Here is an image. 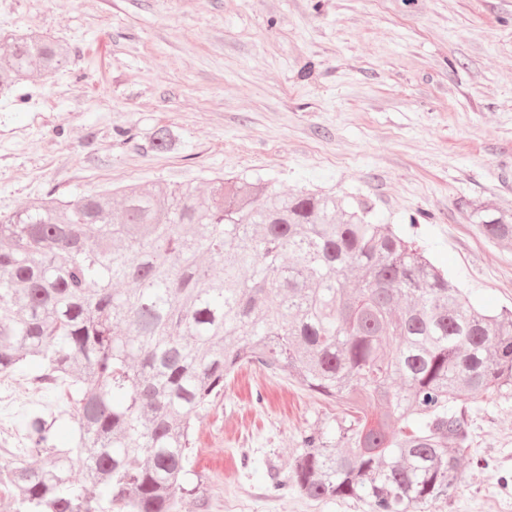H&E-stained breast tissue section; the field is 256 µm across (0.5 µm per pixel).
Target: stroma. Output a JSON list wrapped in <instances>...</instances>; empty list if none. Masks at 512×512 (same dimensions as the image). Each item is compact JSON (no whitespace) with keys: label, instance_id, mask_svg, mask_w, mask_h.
Segmentation results:
<instances>
[{"label":"stroma","instance_id":"stroma-1","mask_svg":"<svg viewBox=\"0 0 512 512\" xmlns=\"http://www.w3.org/2000/svg\"><path fill=\"white\" fill-rule=\"evenodd\" d=\"M30 27L71 60L0 97V217L52 193L259 177L366 206L453 283L512 309V245L465 210H512V0H0V34ZM158 126L178 151L147 146ZM459 405L471 458L429 512H512V397ZM336 414L236 370L194 424L181 512H368L267 492L299 431Z\"/></svg>","mask_w":512,"mask_h":512}]
</instances>
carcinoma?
Returning a JSON list of instances; mask_svg holds the SVG:
<instances>
[{"instance_id":"cac0c4a2","label":"carcinoma","mask_w":512,"mask_h":512,"mask_svg":"<svg viewBox=\"0 0 512 512\" xmlns=\"http://www.w3.org/2000/svg\"><path fill=\"white\" fill-rule=\"evenodd\" d=\"M70 59L37 28L0 34V96ZM155 151L179 149L163 127ZM369 211L260 180L32 202L0 219V376L67 384L78 428L27 414L20 460H0L16 512H181L190 430L227 379L258 363L344 407L307 428L270 487L370 512H426L470 447L458 401L512 395V310H479ZM512 243V214L476 209ZM388 411L369 416L366 405Z\"/></svg>"}]
</instances>
